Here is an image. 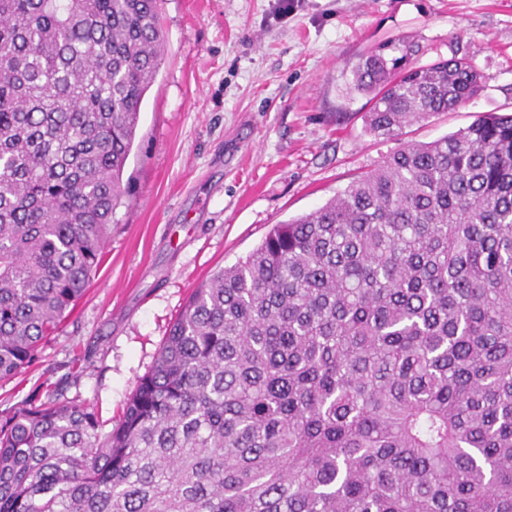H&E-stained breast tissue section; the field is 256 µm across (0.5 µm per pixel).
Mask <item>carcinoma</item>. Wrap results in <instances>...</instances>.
Wrapping results in <instances>:
<instances>
[{
  "instance_id": "1",
  "label": "carcinoma",
  "mask_w": 512,
  "mask_h": 512,
  "mask_svg": "<svg viewBox=\"0 0 512 512\" xmlns=\"http://www.w3.org/2000/svg\"><path fill=\"white\" fill-rule=\"evenodd\" d=\"M166 43L156 0H0V379L101 264ZM364 55L366 131L454 112L464 57ZM0 512H512V115L407 144L188 297L122 420L0 416Z\"/></svg>"
}]
</instances>
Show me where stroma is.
I'll list each match as a JSON object with an SVG mask.
<instances>
[{
    "instance_id": "stroma-1",
    "label": "stroma",
    "mask_w": 512,
    "mask_h": 512,
    "mask_svg": "<svg viewBox=\"0 0 512 512\" xmlns=\"http://www.w3.org/2000/svg\"><path fill=\"white\" fill-rule=\"evenodd\" d=\"M158 0L166 50L142 103L125 194L85 295L39 360L0 380V413L38 390L122 417L189 294L407 143L512 113V0ZM426 66L459 54L484 89L455 112L369 134L352 70L377 44Z\"/></svg>"
}]
</instances>
